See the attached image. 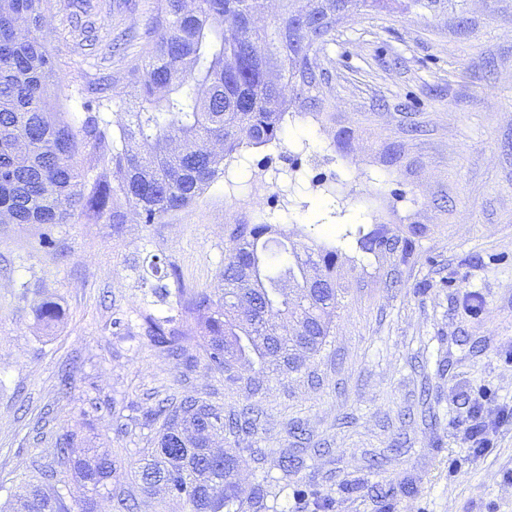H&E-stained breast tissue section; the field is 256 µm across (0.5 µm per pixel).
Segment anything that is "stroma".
I'll return each instance as SVG.
<instances>
[{
	"instance_id": "stroma-1",
	"label": "stroma",
	"mask_w": 512,
	"mask_h": 512,
	"mask_svg": "<svg viewBox=\"0 0 512 512\" xmlns=\"http://www.w3.org/2000/svg\"><path fill=\"white\" fill-rule=\"evenodd\" d=\"M156 0H48V94L81 124L80 84L130 91L126 57L162 33ZM125 56L110 54L122 30ZM317 108L289 97L279 142L243 146L190 206L152 224L75 212L44 231L0 226V499L60 468L75 449L133 461L154 427L142 416L192 394L258 416L241 437L242 494L265 483L276 512H512V0H381L340 20L321 55ZM322 187H315L317 178ZM230 224H284L339 249L345 289L327 343L300 372L250 393L161 354L112 321L142 299L152 256L190 288L223 287ZM400 230L406 250L362 252L358 231ZM51 234L54 248L43 244ZM62 318L53 335L44 300ZM490 449L474 455L472 412ZM295 464L281 472V454Z\"/></svg>"
}]
</instances>
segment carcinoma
<instances>
[{
    "label": "carcinoma",
    "instance_id": "1",
    "mask_svg": "<svg viewBox=\"0 0 512 512\" xmlns=\"http://www.w3.org/2000/svg\"><path fill=\"white\" fill-rule=\"evenodd\" d=\"M37 0H0V217L7 224H64L76 209L112 223L133 212L144 224L191 205L220 174L224 159L243 143L264 146L279 139L290 88L307 99L320 93V53L336 19L355 0H281L269 26L257 25L264 0H157L160 40L127 72L134 80L130 107L112 140L100 128V113L112 97L88 105L76 127L59 117L48 96L54 74L41 37ZM111 163L112 178L90 183L74 163L80 147ZM399 231L359 237L365 253L392 251ZM288 255L272 271L268 257ZM338 250L307 235L294 241L282 224H231L224 258V292L183 288L171 293L162 280L179 284L177 267L151 262L157 283L151 294L169 302L157 316L149 302L125 318L118 331L135 326L138 336L172 357L187 354L195 335L207 366L236 379L242 363L258 365L250 386L257 390L268 371H300L330 336L343 289L336 276ZM44 326L58 324L59 306L39 307ZM252 408L224 412L194 396H173L145 411L159 425L155 447L129 465L130 487L110 488L122 460L96 450L68 457L70 434L56 441L83 493L76 495L51 466L26 482L4 512H98L97 498L111 512H134L137 497L168 501L184 512H239L240 456L213 441L254 432Z\"/></svg>",
    "mask_w": 512,
    "mask_h": 512
}]
</instances>
